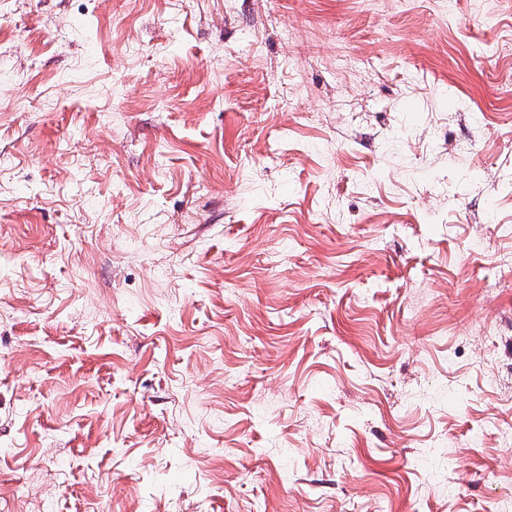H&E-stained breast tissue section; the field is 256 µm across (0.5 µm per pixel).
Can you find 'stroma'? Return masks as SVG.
Instances as JSON below:
<instances>
[{
	"instance_id": "stroma-1",
	"label": "stroma",
	"mask_w": 512,
	"mask_h": 512,
	"mask_svg": "<svg viewBox=\"0 0 512 512\" xmlns=\"http://www.w3.org/2000/svg\"><path fill=\"white\" fill-rule=\"evenodd\" d=\"M512 0H0V512H507Z\"/></svg>"
}]
</instances>
